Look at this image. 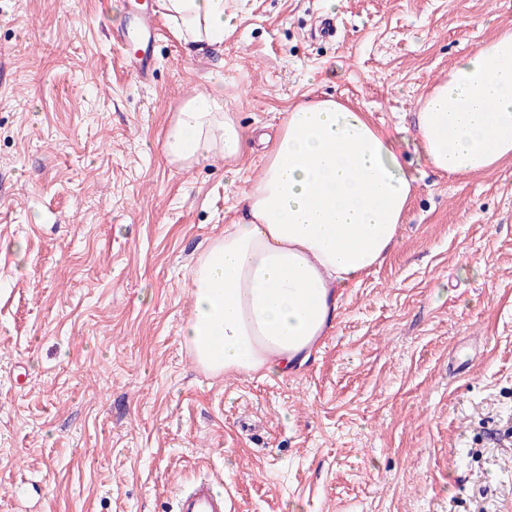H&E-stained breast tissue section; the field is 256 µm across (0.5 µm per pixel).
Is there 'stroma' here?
Segmentation results:
<instances>
[{"mask_svg":"<svg viewBox=\"0 0 512 512\" xmlns=\"http://www.w3.org/2000/svg\"><path fill=\"white\" fill-rule=\"evenodd\" d=\"M220 51L162 13L154 74L112 44L126 0H0V512H512V160L437 175L421 100L512 32V0H224ZM339 35L319 37L320 16ZM218 96L238 159L184 170L164 128ZM333 99L418 180L394 249L281 379L213 377L180 335L192 263L243 218L264 135ZM177 512H227L224 495L214 492L212 483L206 479L196 480L185 488L177 499Z\"/></svg>","mask_w":512,"mask_h":512,"instance_id":"obj_1","label":"stroma"}]
</instances>
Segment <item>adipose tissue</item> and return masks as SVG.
<instances>
[{"mask_svg":"<svg viewBox=\"0 0 512 512\" xmlns=\"http://www.w3.org/2000/svg\"><path fill=\"white\" fill-rule=\"evenodd\" d=\"M186 44H224V0H159ZM425 160L467 177L512 159V32L461 58L417 114ZM246 138L218 100L184 99L163 136L169 162L239 158ZM417 188L394 137L333 100L286 112L261 176L191 269L194 313L182 337L215 376L283 378L316 352L343 294L392 249Z\"/></svg>","mask_w":512,"mask_h":512,"instance_id":"1","label":"adipose tissue"}]
</instances>
